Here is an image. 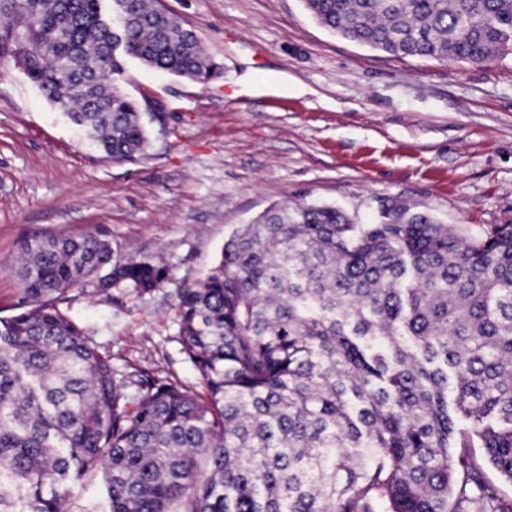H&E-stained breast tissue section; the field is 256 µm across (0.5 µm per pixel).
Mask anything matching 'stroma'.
Returning <instances> with one entry per match:
<instances>
[{
  "mask_svg": "<svg viewBox=\"0 0 512 512\" xmlns=\"http://www.w3.org/2000/svg\"><path fill=\"white\" fill-rule=\"evenodd\" d=\"M221 72L202 84L128 62L150 144L105 160L0 59V317L20 297L18 249L101 237L166 267L149 292L72 289L61 310L120 373L198 388L178 342V293L232 230L271 205L336 206L359 223L397 201L480 240L512 224V55L394 58L321 26L305 0H156Z\"/></svg>",
  "mask_w": 512,
  "mask_h": 512,
  "instance_id": "stroma-1",
  "label": "stroma"
}]
</instances>
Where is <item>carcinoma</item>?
<instances>
[{
	"mask_svg": "<svg viewBox=\"0 0 512 512\" xmlns=\"http://www.w3.org/2000/svg\"><path fill=\"white\" fill-rule=\"evenodd\" d=\"M127 2L116 46L121 0H0V58L112 161L149 144L127 61L198 83L210 65L178 19ZM306 4L392 57L512 54V0ZM19 263L0 317V512H71L69 484L98 470L108 512H512L487 475L512 483L511 224L473 242L397 203L375 224L268 208L178 293L201 392L123 381L59 308L76 287L148 290L164 267L98 237L25 240Z\"/></svg>",
	"mask_w": 512,
	"mask_h": 512,
	"instance_id": "carcinoma-1",
	"label": "carcinoma"
}]
</instances>
